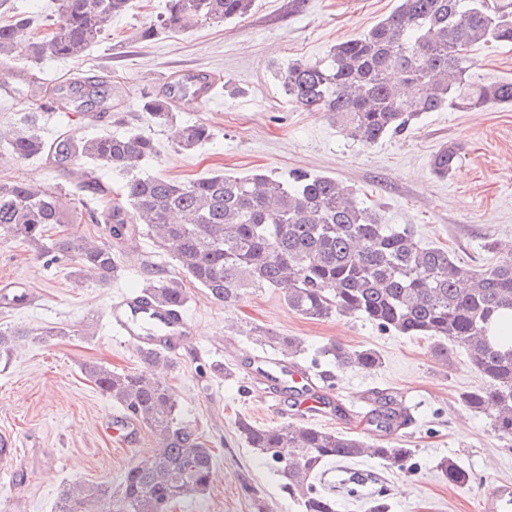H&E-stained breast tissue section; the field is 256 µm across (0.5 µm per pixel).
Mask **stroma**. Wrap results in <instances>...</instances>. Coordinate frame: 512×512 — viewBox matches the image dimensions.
<instances>
[{
	"label": "stroma",
	"mask_w": 512,
	"mask_h": 512,
	"mask_svg": "<svg viewBox=\"0 0 512 512\" xmlns=\"http://www.w3.org/2000/svg\"><path fill=\"white\" fill-rule=\"evenodd\" d=\"M396 5L397 0H253L241 18L143 41L140 31L157 23L166 0H130L126 13L113 19L79 61L36 62L24 50L1 61L0 128L16 125L31 110L17 73L38 74L48 98L75 80L97 77L112 90V108L107 121L86 123L85 133L150 137L158 154L145 165L146 173L186 181L260 172L284 180L303 169L348 185L383 223L410 227L421 245L444 247L457 262L487 267L495 261L487 243L512 242L511 105L428 112L403 134L365 146L326 113L297 106L282 87L279 72L287 63L324 59L332 46L366 33ZM472 58L476 81L512 80V46L482 45ZM199 71L212 76L211 92L203 101H178L175 124L204 122L213 137L185 152L176 146L175 124L151 121L142 99ZM452 143L461 159L448 176H437L432 158ZM0 179L59 185L71 192L76 208L90 204L67 164L0 157ZM154 266L171 276L182 274L147 235L129 243L105 282L75 274L65 259L44 265L31 247L0 238V285L19 283L32 292L27 306L0 310V327L35 332L21 350L0 355V432L17 439L13 456L0 460V512H54L61 491L73 482L117 489L128 466L150 454L149 429H142L134 446L113 440L111 414L117 406L85 379L81 366L93 361L143 370L138 345L113 336L110 306L119 295L140 291ZM186 288L184 312L192 331L166 381L176 395L178 419L196 426L212 448L216 472L205 497L177 502L172 512H255L257 499L271 512H302L238 436L241 418L258 426L285 421L261 397L266 373L278 374L282 385L291 383L280 371V354L252 340L254 327L301 338L306 351L297 364L314 376L333 373L332 396L353 414L341 420L326 413L314 418V425L368 436L361 415L373 390L400 392L414 415L413 424L400 432L404 446L415 452L412 471L369 458L325 464L317 483L335 498L337 512H365L369 497L380 490L387 492L392 512H480L491 487L512 480V441L493 432L488 414L459 400L483 384L463 349L454 348L444 364L433 356L431 340L385 333L361 317L305 318L288 309L277 288L255 289L231 310L194 283ZM47 327L59 328V335H44ZM332 340L374 349L379 368L336 370L316 356ZM214 362L229 368V375L209 372ZM463 417L469 421L464 434L457 430ZM443 457L456 459L472 473V482L444 480L435 468Z\"/></svg>",
	"instance_id": "35a3bbf8"
}]
</instances>
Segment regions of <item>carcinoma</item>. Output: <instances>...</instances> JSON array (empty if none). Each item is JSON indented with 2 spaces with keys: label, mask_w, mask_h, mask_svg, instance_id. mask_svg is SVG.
<instances>
[{
  "label": "carcinoma",
  "mask_w": 512,
  "mask_h": 512,
  "mask_svg": "<svg viewBox=\"0 0 512 512\" xmlns=\"http://www.w3.org/2000/svg\"><path fill=\"white\" fill-rule=\"evenodd\" d=\"M253 0H168L158 26L140 33L148 41L162 30L186 31L207 21L246 15ZM129 0H60L58 16L31 56L78 61L103 37L112 18L127 11ZM0 59L27 36L30 17L0 0ZM512 43V0H398L397 7L365 34L336 44L319 62L295 60L281 73L288 96L301 108L327 113L346 134L371 145L397 135L425 112L480 110L490 103H512V81L472 80L471 52L478 44ZM104 81L87 78L57 98L59 108L81 114L105 102ZM209 87L205 74L173 80L161 93L143 100L160 124L173 121L174 99H196ZM203 122L176 129L178 147L192 150L209 142ZM7 155L15 160L52 159L72 165L80 191L100 208L88 212L92 224L108 227L109 240L93 241L68 232L78 213L70 211L62 189L25 180H0V237L30 246L40 258H66L79 273L102 281L112 276L136 224L175 258L190 281L216 303L233 308L251 288H279L288 308L311 318L362 317L382 332L433 341L443 363L462 348L485 384L460 394L470 409L487 411L501 438L512 440V338L491 334L496 319H512V253L481 269L457 264L449 251L419 244L407 228L383 224L353 189L335 179L294 171L279 180L264 174L233 177L221 173L175 181L139 170L157 153L140 133L88 136L72 123L51 140L25 120L3 132ZM88 159L95 167L88 168ZM460 159L454 145L441 148L432 171L446 177ZM117 170L127 180L120 192L98 175ZM142 291L161 306H184L182 281L156 269ZM257 343L285 358L304 352L296 337L251 329ZM32 332L0 328V350L12 351ZM319 354L336 369L372 371L381 364L371 349H350L330 342ZM140 356L159 371L150 375L117 371L98 362L82 366L85 378L152 432L151 455L131 465L118 489L70 485L57 512H168L179 499L209 491L215 458L192 425L176 418L177 401L164 373L172 360L159 349ZM293 405L307 399L331 405L303 386L286 387ZM369 422L378 442L314 425L257 426L237 423L241 439L280 478V489L303 512H336V500L314 482L329 461L364 457L389 468H412V449L399 444L398 432L411 417L392 391L366 396ZM290 461L286 465L282 460ZM437 471L450 484H467L471 475L456 460L441 458Z\"/></svg>",
  "instance_id": "obj_1"
}]
</instances>
